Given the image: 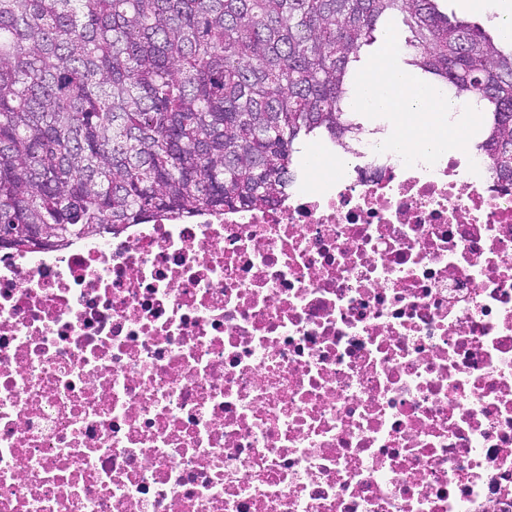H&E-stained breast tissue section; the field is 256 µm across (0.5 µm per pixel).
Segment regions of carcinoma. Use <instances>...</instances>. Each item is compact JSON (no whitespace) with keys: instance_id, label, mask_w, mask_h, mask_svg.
I'll return each instance as SVG.
<instances>
[{"instance_id":"1","label":"carcinoma","mask_w":512,"mask_h":512,"mask_svg":"<svg viewBox=\"0 0 512 512\" xmlns=\"http://www.w3.org/2000/svg\"><path fill=\"white\" fill-rule=\"evenodd\" d=\"M441 2L0 0V248L278 204L299 142L351 149L355 63L397 16L512 179V45Z\"/></svg>"}]
</instances>
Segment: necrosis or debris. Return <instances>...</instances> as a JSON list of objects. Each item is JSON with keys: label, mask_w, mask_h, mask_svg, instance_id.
<instances>
[{"label": "necrosis or debris", "mask_w": 512, "mask_h": 512, "mask_svg": "<svg viewBox=\"0 0 512 512\" xmlns=\"http://www.w3.org/2000/svg\"><path fill=\"white\" fill-rule=\"evenodd\" d=\"M469 141L0 250V512H512V181Z\"/></svg>", "instance_id": "obj_1"}]
</instances>
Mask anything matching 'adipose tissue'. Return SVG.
Instances as JSON below:
<instances>
[{"label":"adipose tissue","mask_w":512,"mask_h":512,"mask_svg":"<svg viewBox=\"0 0 512 512\" xmlns=\"http://www.w3.org/2000/svg\"><path fill=\"white\" fill-rule=\"evenodd\" d=\"M356 103L367 112H397L407 119L404 131L383 140V147L413 142L431 152L447 143L449 116L459 110L454 100L428 91L413 75L397 70L386 60L372 64Z\"/></svg>","instance_id":"ef3b65f1"}]
</instances>
